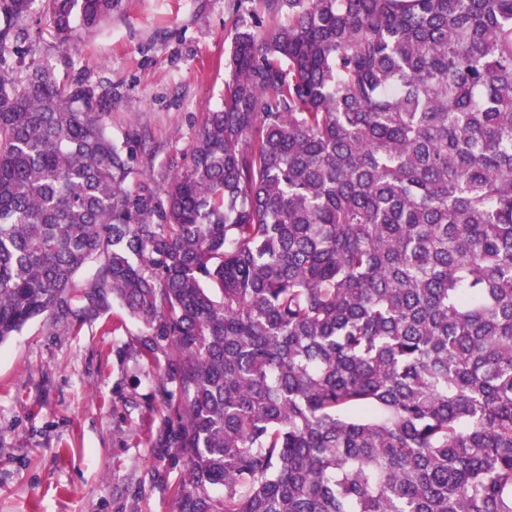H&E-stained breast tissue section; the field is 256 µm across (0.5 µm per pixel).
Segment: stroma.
Instances as JSON below:
<instances>
[{"mask_svg":"<svg viewBox=\"0 0 512 512\" xmlns=\"http://www.w3.org/2000/svg\"><path fill=\"white\" fill-rule=\"evenodd\" d=\"M264 14L263 0H121L73 50L39 11L25 26L59 79L94 89L137 174L157 178L223 99L235 24ZM145 332L109 299L94 319L40 318L0 345V512H173Z\"/></svg>","mask_w":512,"mask_h":512,"instance_id":"stroma-1","label":"stroma"}]
</instances>
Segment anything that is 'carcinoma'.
<instances>
[{"label":"carcinoma","mask_w":512,"mask_h":512,"mask_svg":"<svg viewBox=\"0 0 512 512\" xmlns=\"http://www.w3.org/2000/svg\"><path fill=\"white\" fill-rule=\"evenodd\" d=\"M119 2L0 0V344L141 321L175 512H512V0H263L160 182L21 25Z\"/></svg>","instance_id":"cac0c4a2"}]
</instances>
